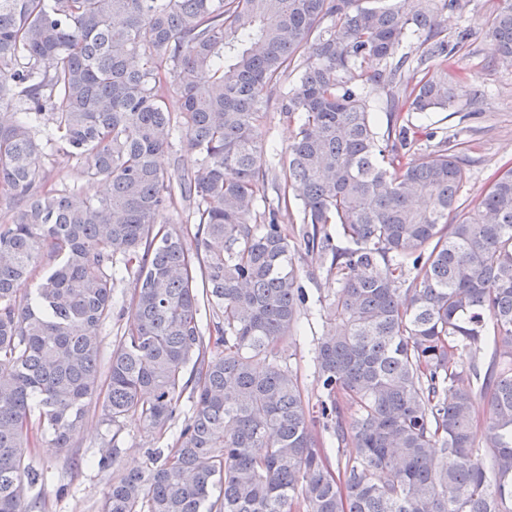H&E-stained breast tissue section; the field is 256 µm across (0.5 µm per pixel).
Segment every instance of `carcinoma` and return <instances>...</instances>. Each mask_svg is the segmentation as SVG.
Masks as SVG:
<instances>
[{"label":"carcinoma","instance_id":"carcinoma-1","mask_svg":"<svg viewBox=\"0 0 512 512\" xmlns=\"http://www.w3.org/2000/svg\"><path fill=\"white\" fill-rule=\"evenodd\" d=\"M373 2L0 0V107L25 112L0 113V512H32V428L67 448L101 398L106 421L137 415L162 436L185 393L174 445L145 467L100 456V512H512V167L448 223L468 160L446 136L416 155L423 131L402 113L455 105L448 57L470 32L450 40L440 17L464 0ZM486 35L512 62V0ZM272 109L298 127L281 180L262 138ZM44 117L46 144L102 195L50 183ZM177 129L200 163L173 184L157 156ZM293 197L301 243L336 283L313 412L281 363L307 302L282 228ZM177 199L192 248L158 224ZM123 272L131 315L105 361ZM317 422L355 456L331 463Z\"/></svg>","mask_w":512,"mask_h":512}]
</instances>
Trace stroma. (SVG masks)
Instances as JSON below:
<instances>
[{
    "label": "stroma",
    "instance_id": "obj_1",
    "mask_svg": "<svg viewBox=\"0 0 512 512\" xmlns=\"http://www.w3.org/2000/svg\"><path fill=\"white\" fill-rule=\"evenodd\" d=\"M499 0H468L463 11L448 15L447 33L456 35L469 29L472 37L454 57L469 74L455 106L445 112L414 115L416 125L437 133L456 136L458 149L470 160L461 196L466 205L476 206L484 197L495 173L512 166V67L505 66L493 54L485 37L487 21ZM300 283L309 294V303L300 315V333L285 355V361L297 375L306 405L316 406L323 396L322 384L314 368V349L326 324L321 298L333 295L336 287L326 280L319 264L311 261L304 248L295 251ZM135 288L131 275L119 277L112 289V321L101 332L102 352L110 354L122 336L130 315ZM180 424H173L166 437H159L137 417L128 416L118 423L104 420L101 407L90 404L80 432L70 448L55 451L41 436H33L29 460L45 472L43 483L30 491L40 502L42 512H99L109 472L99 470L96 462L107 449H116L119 467L145 465L146 451L163 448L173 442Z\"/></svg>",
    "mask_w": 512,
    "mask_h": 512
}]
</instances>
